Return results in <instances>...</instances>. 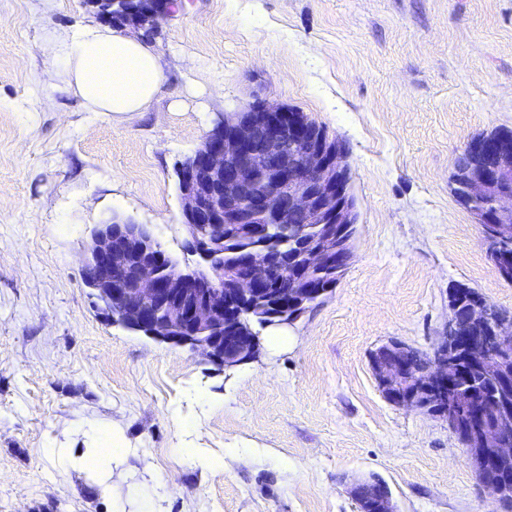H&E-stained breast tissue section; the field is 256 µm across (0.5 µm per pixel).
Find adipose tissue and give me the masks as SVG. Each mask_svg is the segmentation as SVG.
Returning <instances> with one entry per match:
<instances>
[{
    "label": "adipose tissue",
    "instance_id": "adipose-tissue-1",
    "mask_svg": "<svg viewBox=\"0 0 512 512\" xmlns=\"http://www.w3.org/2000/svg\"><path fill=\"white\" fill-rule=\"evenodd\" d=\"M55 48L67 89L91 111L141 112L158 92L162 81L158 54L124 30L89 21L58 39ZM90 433L97 447L76 465L102 476L117 467L128 446L117 423L97 425Z\"/></svg>",
    "mask_w": 512,
    "mask_h": 512
}]
</instances>
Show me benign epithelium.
Masks as SVG:
<instances>
[{"mask_svg": "<svg viewBox=\"0 0 512 512\" xmlns=\"http://www.w3.org/2000/svg\"><path fill=\"white\" fill-rule=\"evenodd\" d=\"M118 0H88L98 20H112ZM172 0H137L124 27L155 28L173 12ZM472 163L461 185L473 204L492 198L495 213L470 209L485 245L512 234V138L481 137L469 142ZM183 224L198 262H169L159 271L158 242L147 224L131 218L96 224L90 231L83 282L96 306L112 321L155 341L196 351L218 367L254 361L259 341L242 326L245 307L263 304L277 310L276 326L296 321L292 311L307 302L309 289L267 288L274 274L266 250L244 255L238 270L224 271L216 261L214 239L224 225L256 236L269 224H355L346 206L351 191L344 151L325 129L303 113L256 99L220 119L194 153L177 168ZM336 235L324 232L303 253L302 272L336 265L345 268ZM232 289L224 290V280ZM451 318L443 336L416 367L407 345L391 341L373 353L375 379L386 399L439 417L469 455L481 486L500 500H512V315L481 293L449 300ZM496 380L489 393L458 386L471 372ZM360 512H394L383 485L368 499L351 489Z\"/></svg>", "mask_w": 512, "mask_h": 512, "instance_id": "benign-epithelium-1", "label": "benign epithelium"}]
</instances>
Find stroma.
Returning a JSON list of instances; mask_svg holds the SVG:
<instances>
[{
    "instance_id": "stroma-1",
    "label": "stroma",
    "mask_w": 512,
    "mask_h": 512,
    "mask_svg": "<svg viewBox=\"0 0 512 512\" xmlns=\"http://www.w3.org/2000/svg\"><path fill=\"white\" fill-rule=\"evenodd\" d=\"M94 18L85 0H0V512H113L63 462L91 446L83 421L124 431V512H358L350 490L372 476L396 512H512L371 365L392 340L430 350L456 283L512 312L450 190L472 138L512 129V0H182L147 38L160 90L126 114L56 76V39ZM258 97L343 143L355 252L287 344L222 369L113 325L82 258L119 215L194 264L175 168Z\"/></svg>"
}]
</instances>
